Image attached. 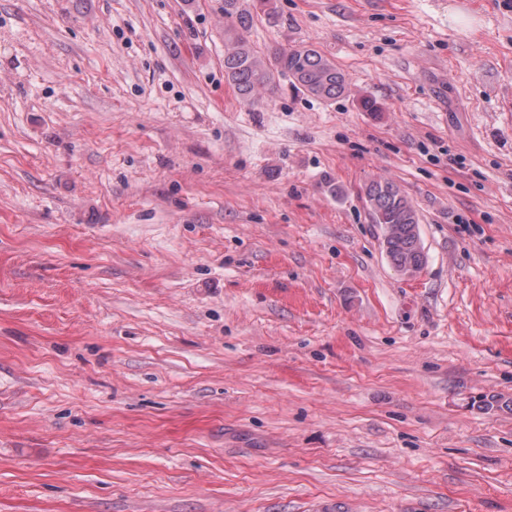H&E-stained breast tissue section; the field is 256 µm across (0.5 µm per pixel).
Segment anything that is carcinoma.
I'll return each mask as SVG.
<instances>
[{"mask_svg": "<svg viewBox=\"0 0 512 512\" xmlns=\"http://www.w3.org/2000/svg\"><path fill=\"white\" fill-rule=\"evenodd\" d=\"M250 15L248 0H224V78L240 98L249 101L258 90L275 88L287 78L301 91L333 101L348 92L345 75L336 64L312 46L277 49L267 55L256 51L243 37ZM365 201L373 223L383 229L381 246L393 268L412 275L427 262L418 213L405 193L387 179L365 187Z\"/></svg>", "mask_w": 512, "mask_h": 512, "instance_id": "carcinoma-1", "label": "carcinoma"}]
</instances>
